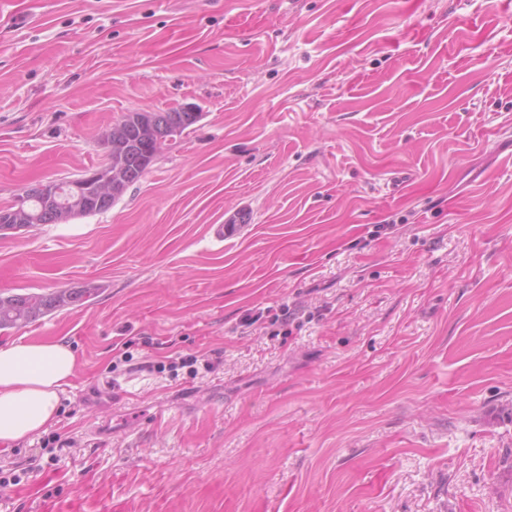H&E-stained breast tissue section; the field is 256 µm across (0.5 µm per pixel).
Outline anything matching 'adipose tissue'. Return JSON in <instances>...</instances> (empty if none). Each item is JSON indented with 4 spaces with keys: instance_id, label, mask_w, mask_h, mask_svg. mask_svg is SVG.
I'll return each mask as SVG.
<instances>
[{
    "instance_id": "1",
    "label": "adipose tissue",
    "mask_w": 512,
    "mask_h": 512,
    "mask_svg": "<svg viewBox=\"0 0 512 512\" xmlns=\"http://www.w3.org/2000/svg\"><path fill=\"white\" fill-rule=\"evenodd\" d=\"M78 370L74 350L62 339L0 345V444L31 440L56 423L60 396Z\"/></svg>"
}]
</instances>
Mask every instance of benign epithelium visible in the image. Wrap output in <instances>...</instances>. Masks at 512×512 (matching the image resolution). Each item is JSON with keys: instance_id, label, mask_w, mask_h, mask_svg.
I'll use <instances>...</instances> for the list:
<instances>
[{"instance_id": "7a95c632", "label": "benign epithelium", "mask_w": 512, "mask_h": 512, "mask_svg": "<svg viewBox=\"0 0 512 512\" xmlns=\"http://www.w3.org/2000/svg\"><path fill=\"white\" fill-rule=\"evenodd\" d=\"M156 123L157 118L147 122L139 112L128 115L115 124L108 158L101 167L64 182L37 183L28 187L24 195L42 199L43 213L50 224L66 223L83 209L109 210L130 186L132 170L124 158L138 147V139L156 134Z\"/></svg>"}]
</instances>
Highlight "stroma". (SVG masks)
<instances>
[{
    "label": "stroma",
    "instance_id": "1",
    "mask_svg": "<svg viewBox=\"0 0 512 512\" xmlns=\"http://www.w3.org/2000/svg\"><path fill=\"white\" fill-rule=\"evenodd\" d=\"M184 105L111 210L0 230V296L100 286L0 329L82 363L0 471L100 512H512V0H0V207ZM284 302L288 340L241 328Z\"/></svg>",
    "mask_w": 512,
    "mask_h": 512
}]
</instances>
